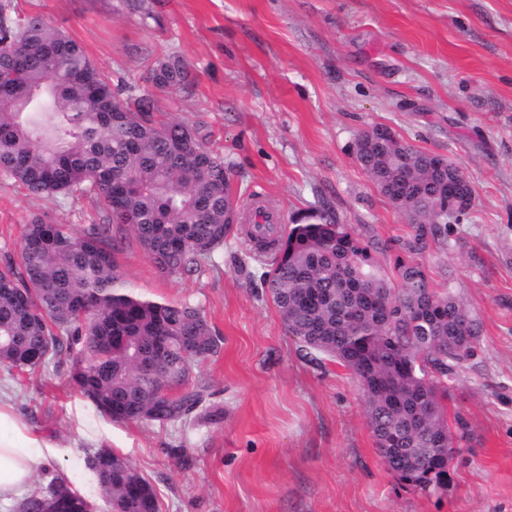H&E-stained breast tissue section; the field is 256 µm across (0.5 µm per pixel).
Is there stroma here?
<instances>
[{"instance_id": "stroma-1", "label": "stroma", "mask_w": 512, "mask_h": 512, "mask_svg": "<svg viewBox=\"0 0 512 512\" xmlns=\"http://www.w3.org/2000/svg\"><path fill=\"white\" fill-rule=\"evenodd\" d=\"M77 39L113 84L154 94L158 117L199 124L231 169L240 210L262 197L283 224L323 206L371 245L424 265L481 323L480 349L452 382L449 410L471 425L448 492L422 496L388 471L350 372L300 356L254 260L244 224L192 276L161 273L117 226L115 261L145 298L190 302L221 340L196 378L220 423H114L68 381L71 356L32 376L0 366V402L54 445L31 489L65 478L110 512L90 463L130 460L160 512H512V0H12ZM179 55L188 90L154 92L148 77ZM375 126L450 158L475 203L445 239L409 253L415 229L358 164L353 144ZM81 229L89 198H37L0 172V267L17 259L33 218Z\"/></svg>"}]
</instances>
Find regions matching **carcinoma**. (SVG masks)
<instances>
[{"instance_id": "carcinoma-1", "label": "carcinoma", "mask_w": 512, "mask_h": 512, "mask_svg": "<svg viewBox=\"0 0 512 512\" xmlns=\"http://www.w3.org/2000/svg\"><path fill=\"white\" fill-rule=\"evenodd\" d=\"M0 171L37 197L79 192L104 212L77 230L36 218L19 264L0 270V365L29 374L79 347L70 380L114 422L197 419L207 386L193 378L220 339L191 303L154 301L126 285L113 259L112 225L127 226L167 274L199 272L224 245L235 209L229 169L185 122L158 123L153 97L119 98L76 39L38 14L18 18L0 2ZM149 79L184 90L176 56ZM355 156L381 193L414 224L420 251L443 237L475 196L448 158L376 126ZM268 292L288 335L311 361L348 369L364 393L369 427L388 470L410 490L448 492V467L469 440L463 415L448 412L449 383L478 349L480 322L450 290L431 287L422 265L399 261L393 277L328 208L288 225ZM112 458L114 468L103 467ZM112 512H159L151 484L111 452L91 461ZM86 512L65 479L25 497L18 512Z\"/></svg>"}]
</instances>
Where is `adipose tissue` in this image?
I'll return each mask as SVG.
<instances>
[{
    "label": "adipose tissue",
    "instance_id": "obj_1",
    "mask_svg": "<svg viewBox=\"0 0 512 512\" xmlns=\"http://www.w3.org/2000/svg\"><path fill=\"white\" fill-rule=\"evenodd\" d=\"M46 445L8 405L0 403V502L30 483L45 459Z\"/></svg>",
    "mask_w": 512,
    "mask_h": 512
}]
</instances>
